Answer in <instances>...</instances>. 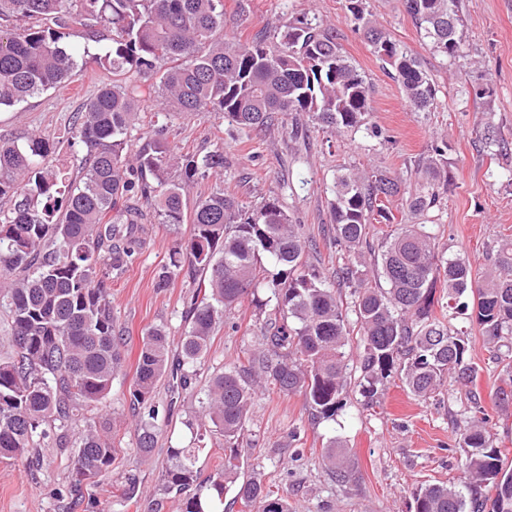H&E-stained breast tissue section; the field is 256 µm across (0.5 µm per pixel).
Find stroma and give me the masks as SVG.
<instances>
[{
    "label": "stroma",
    "mask_w": 512,
    "mask_h": 512,
    "mask_svg": "<svg viewBox=\"0 0 512 512\" xmlns=\"http://www.w3.org/2000/svg\"><path fill=\"white\" fill-rule=\"evenodd\" d=\"M347 6L348 0H224L225 29L245 40L288 19L316 17L335 32L344 54L370 85L368 128L334 133L311 127L295 140L277 124L259 135L212 113L174 114L169 141L183 153L223 149L224 187L253 207L278 197L303 226L310 262L330 280L336 274L338 247L329 207L340 170L376 167L414 188L421 182L420 157L433 143L447 141L451 182L427 221L440 251L466 255L474 270L490 268L500 241L512 238V0H460L465 55L456 60L430 49L403 0H366L376 23L434 81L437 99L427 112L411 111L398 84L355 31ZM108 80L107 72L86 65L28 103L1 109L0 141L40 135L53 142V160L78 172L86 150L68 142L64 131ZM486 84L494 89L492 98H477L478 88ZM491 127L505 144L496 153L485 144ZM190 232L187 224L145 225L140 253L112 277L110 300L126 339L125 362L110 395L94 411L98 421H110L114 451L109 470L83 488L90 512H151L158 501L161 512H180V499L160 500V476L170 449L190 443L186 422L197 399L173 396L169 381H160L157 442L146 458L136 449L129 389L147 328L164 327L175 352L186 334L185 312L199 272L182 267L164 288L156 280L176 243ZM272 315L269 309L256 311L247 299L226 311L208 352L195 366L196 386L225 365L246 362ZM455 324L466 327L469 356L478 368L471 390L448 384L436 397L422 400L393 376L371 404L351 385L345 407L332 420L313 417L302 394H258L249 413L252 444L239 451L240 476L272 486L289 512H413V494L420 487L463 480L465 453L456 443L461 420L484 411L495 445L512 451V401L502 404L496 398L508 376L477 324L461 317ZM333 440L348 460L342 478L323 463ZM74 461L71 447L42 449L39 465L31 469L0 461V512H66L69 500L62 492ZM131 473L137 474L140 488L138 498L128 500L121 488Z\"/></svg>",
    "instance_id": "stroma-1"
}]
</instances>
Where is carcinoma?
<instances>
[{
	"label": "carcinoma",
	"instance_id": "1",
	"mask_svg": "<svg viewBox=\"0 0 512 512\" xmlns=\"http://www.w3.org/2000/svg\"><path fill=\"white\" fill-rule=\"evenodd\" d=\"M403 5L436 53L463 56L459 0ZM348 10L372 53L391 68L406 103L429 111L437 89L418 60L374 25L363 0H350ZM96 24L112 31V48L91 61L112 81L83 104L70 127L86 149L81 174L50 162V142L40 135L21 145L0 141V307L8 311L15 347L13 356L0 359V459L34 463L37 435L47 448L64 446L44 426L62 429L77 409L111 393L124 338L112 314L110 280L141 249L138 225L150 214L162 224L192 225L156 287H166L186 263L201 273L198 288L207 292L192 298L175 360L164 327L142 336L129 392L136 446L145 456L155 447L153 399L163 377L194 391V367L224 312L248 295L260 311L274 300L283 316L265 329L262 352L246 366L213 373L189 422L199 442L208 431L224 438L230 449L224 469L209 477L205 492L190 495L202 448H172L162 491L182 497L181 512H224L229 492L248 512H288L261 480H239L236 449L243 447L257 383L303 394L313 414L326 419L344 406L353 360L361 395L370 401L394 373L420 399L438 395L450 378L469 387L477 379L469 340L437 317L435 307L474 317L493 342L512 341V240L498 246L484 274L464 255H440L425 224L399 225L376 252L368 241L370 217L389 219L379 198L400 194L415 215L437 206L448 185V144L432 146L420 159L424 183L414 191L380 169H346L330 202L336 244L347 255L339 272L353 288L352 306L344 305L306 261L302 227L278 198L252 208L216 185L188 205L194 186L223 172L224 151L184 155L168 141V123L157 121L171 112H208L253 130L276 114L293 123L305 114L335 132L367 125L368 82L334 32L304 15L241 41L224 32V0H0V108L22 105L69 79L76 51L63 43V30ZM145 109L154 117L146 132ZM457 445L466 454L464 481L420 488L415 512H483V489L495 493L494 512H512V468L487 427L464 420ZM75 448L73 492L105 473L113 453L94 420ZM325 461L344 473L336 442Z\"/></svg>",
	"mask_w": 512,
	"mask_h": 512
}]
</instances>
